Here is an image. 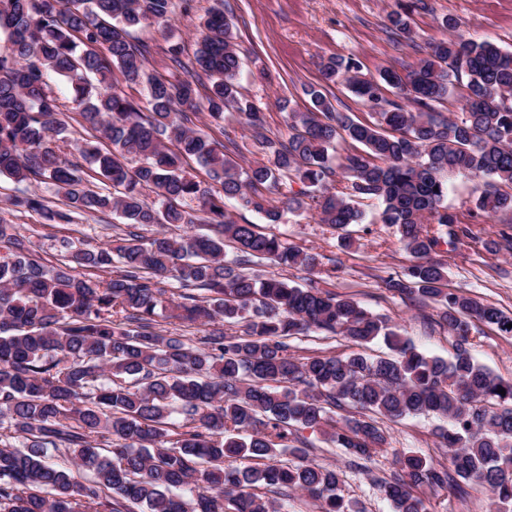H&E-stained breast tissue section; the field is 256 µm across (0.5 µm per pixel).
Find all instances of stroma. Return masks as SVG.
Here are the masks:
<instances>
[{"mask_svg":"<svg viewBox=\"0 0 512 512\" xmlns=\"http://www.w3.org/2000/svg\"><path fill=\"white\" fill-rule=\"evenodd\" d=\"M428 11L413 13L411 27L414 45L394 35L388 17L399 8L400 0H224V11L233 23L243 61L237 82L243 95L264 112L269 136L287 140L292 113L305 110L309 85L320 83L318 63L329 56L358 59L363 71L375 75L381 69L402 70L419 55V46L445 37L443 18L460 22L466 39L491 42L512 50V0H427ZM214 0H174L167 22L144 23L131 29L134 42L150 46V66L167 70L170 79H180L176 70L165 67V50L181 43L193 52L203 21ZM196 126L209 137L236 143V159L249 166L266 161L267 153L253 148L244 125L234 119L223 126L211 122L206 111H199ZM17 183L0 177V216L14 224L30 241L32 252L47 258L55 253L56 237H71L75 246L93 248L112 242L119 234L112 213L76 218L73 224L49 227L39 215L13 212L8 199ZM474 183L457 175L452 179L448 209L468 224L470 236L456 246H440L434 259L447 271V288L463 290L480 297L512 315V252H491L486 242L499 240L500 233L512 224V212L486 217L475 207ZM356 207L362 213L360 223L350 231L358 244L352 249L340 245L338 232L319 223L307 212L282 210L279 223H266L256 212L228 202L227 209L241 223L257 225L259 231L273 233L290 244L315 255L313 273L294 268L284 275L300 286L317 281L319 287L350 294L373 315L397 325L400 334L419 351L451 359L454 339L439 322L435 304H421L389 291L388 278L401 276L412 262L394 227L382 223L381 206L376 199L359 198ZM470 351L476 360L506 380H512V335L497 327L473 323L469 336ZM289 351L296 357L315 355L345 356L359 351L370 357L389 352L383 339L357 345L342 336L318 332L288 340ZM441 421L433 415L409 416L387 422L388 446L367 463H354L343 449L327 442L322 434L302 430L309 461L343 473V494L362 502L366 512H393L379 488L381 480L396 471L394 460L402 453H416L436 464L449 465L446 449L440 448L436 436ZM428 512H490L489 491L472 482L461 487L417 488Z\"/></svg>","mask_w":512,"mask_h":512,"instance_id":"obj_1","label":"stroma"}]
</instances>
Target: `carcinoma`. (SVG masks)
Returning <instances> with one entry per match:
<instances>
[{
  "instance_id": "carcinoma-1",
  "label": "carcinoma",
  "mask_w": 512,
  "mask_h": 512,
  "mask_svg": "<svg viewBox=\"0 0 512 512\" xmlns=\"http://www.w3.org/2000/svg\"><path fill=\"white\" fill-rule=\"evenodd\" d=\"M173 4L0 0V176L18 184L44 180L62 202L55 208L23 190L10 206L52 224L111 211L131 228H188L150 238L130 231L113 248L76 249L63 237L54 264L34 256L28 240L0 219V426L23 438L20 448L0 446V512H281L295 492L311 495L322 512H365L344 496L336 469L304 459L305 449L295 445L298 429L318 430L368 461L388 441L376 417L396 422L429 414L448 420L441 438L451 468L414 453L398 457V474L381 483L394 512H426L413 488L457 477L487 486L494 512H512V382L477 363L469 348L472 321L512 333V316L442 288L445 268L431 258L441 237L427 228H447L451 246L469 237L444 205L455 174L475 181L478 210L512 209V50L445 37L405 73L383 69L376 77L363 75L353 58L323 59L322 81L346 82L371 107V120L335 111L312 86L309 106L292 113V134L275 148L263 113L236 82L241 59L223 0L208 11L192 59L182 60L178 43L166 51L184 79L173 83L147 67L149 51L129 40V28L165 21ZM418 7L414 0L400 4L389 17L392 29L410 34ZM116 71L143 88L148 109L116 88ZM51 73L65 78L95 135L67 136ZM458 85L462 112L435 111ZM201 100L218 126L228 116L245 118L255 143L272 149L267 162L239 166L226 158L223 143L194 129ZM338 137L352 144L339 164L347 179L342 191L332 185L328 155ZM62 142L82 162L62 157ZM190 161L220 188L201 187L185 171ZM292 177L308 191L288 198V207L340 231L346 248L355 243L348 226L361 219L354 199L381 203L382 223L396 228L414 258L386 288L440 305L455 338L450 361L419 352L350 295L249 271L262 261L316 267L311 253L238 223L225 209L232 199L276 223L280 210L265 192ZM186 199L197 208L178 204ZM197 224L211 232L192 231ZM169 280L184 289L179 297L168 294ZM160 310L170 320L240 323L242 334L217 327L190 346L155 331ZM312 329L357 344L381 336L394 355L289 354L288 338ZM344 403L356 413L336 416ZM60 448L71 450L90 479L81 482L47 462L48 452ZM288 450L298 462L280 460ZM239 459L257 465L242 469Z\"/></svg>"
}]
</instances>
